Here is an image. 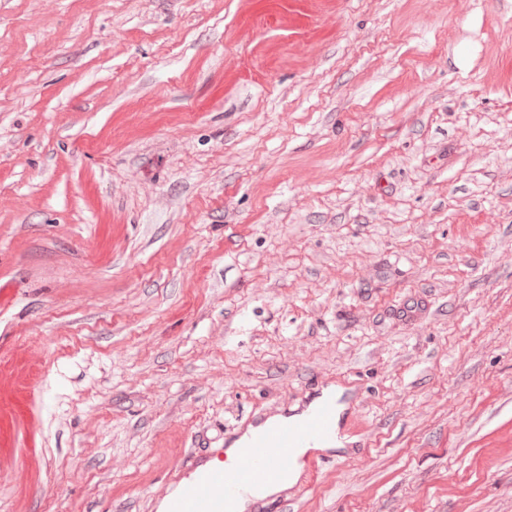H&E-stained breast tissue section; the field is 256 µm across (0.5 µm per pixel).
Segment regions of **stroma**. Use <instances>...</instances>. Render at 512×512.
Segmentation results:
<instances>
[{
  "label": "stroma",
  "instance_id": "1",
  "mask_svg": "<svg viewBox=\"0 0 512 512\" xmlns=\"http://www.w3.org/2000/svg\"><path fill=\"white\" fill-rule=\"evenodd\" d=\"M316 378L293 512H512V0H0V512H157Z\"/></svg>",
  "mask_w": 512,
  "mask_h": 512
}]
</instances>
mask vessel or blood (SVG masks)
I'll return each mask as SVG.
<instances>
[{
  "label": "vessel or blood",
  "instance_id": "b4317fda",
  "mask_svg": "<svg viewBox=\"0 0 512 512\" xmlns=\"http://www.w3.org/2000/svg\"><path fill=\"white\" fill-rule=\"evenodd\" d=\"M338 405L335 395L312 380L297 413L273 422L259 412L241 424L243 441L232 455L188 453L191 476L168 497L167 512H237L238 502L251 491L282 481L296 469L302 482L312 481L327 460L325 446L338 437Z\"/></svg>",
  "mask_w": 512,
  "mask_h": 512
}]
</instances>
